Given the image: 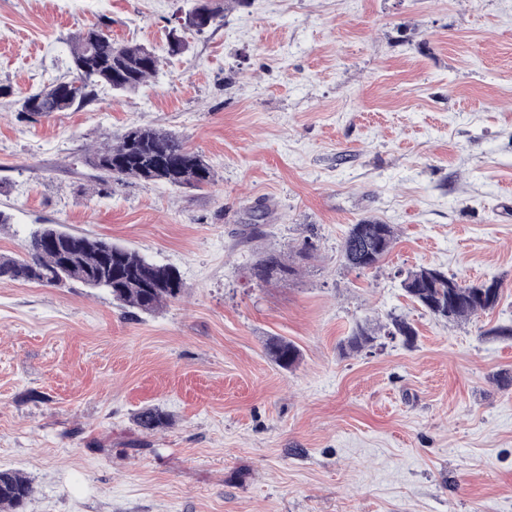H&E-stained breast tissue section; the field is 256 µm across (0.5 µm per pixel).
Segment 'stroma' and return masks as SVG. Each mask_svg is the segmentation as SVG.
I'll return each mask as SVG.
<instances>
[{
	"mask_svg": "<svg viewBox=\"0 0 512 512\" xmlns=\"http://www.w3.org/2000/svg\"><path fill=\"white\" fill-rule=\"evenodd\" d=\"M192 0H0V255L41 224L177 268L146 314L103 290L0 280V468L24 512H512V0H250L167 38ZM111 20L155 78L20 121L66 76L72 39ZM181 135L213 184L102 189L105 135ZM394 225L376 269H346L363 220ZM281 254L295 273L256 280ZM500 280L493 311L426 313L403 273ZM406 317L414 344L341 350ZM300 351L285 370L263 344ZM147 406L166 428L145 432ZM136 425L144 431H155L168 425L166 414L156 407H145L135 416ZM32 492V483L24 473L0 470V512H23Z\"/></svg>",
	"mask_w": 512,
	"mask_h": 512,
	"instance_id": "stroma-1",
	"label": "stroma"
}]
</instances>
